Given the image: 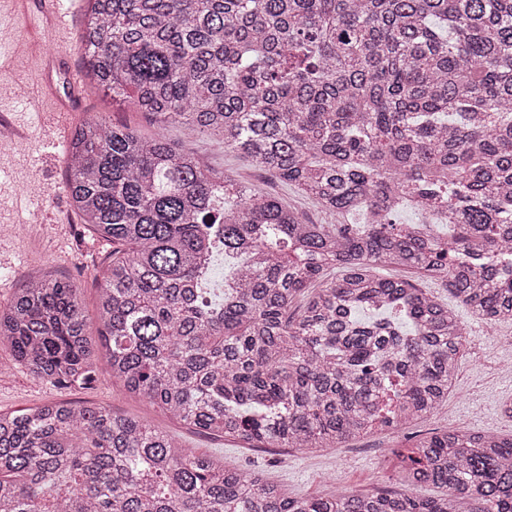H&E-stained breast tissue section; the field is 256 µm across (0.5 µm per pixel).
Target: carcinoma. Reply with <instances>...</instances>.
Returning <instances> with one entry per match:
<instances>
[{
	"mask_svg": "<svg viewBox=\"0 0 512 512\" xmlns=\"http://www.w3.org/2000/svg\"><path fill=\"white\" fill-rule=\"evenodd\" d=\"M88 76L163 126L190 124L336 215L206 169L159 135L93 120L67 148L83 223L112 242L98 342L77 288L34 278L0 341L34 376L127 392L186 427L266 448H334L448 400L465 328L423 274L512 322V0H88ZM412 197L448 213L395 224ZM243 259L216 303L214 256ZM401 488L292 496L95 405L0 413V512H512V434L444 429L393 450ZM434 485L438 497L412 488Z\"/></svg>",
	"mask_w": 512,
	"mask_h": 512,
	"instance_id": "cac0c4a2",
	"label": "carcinoma"
}]
</instances>
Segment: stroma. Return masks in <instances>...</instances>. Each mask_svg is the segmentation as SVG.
<instances>
[{"label":"stroma","mask_w":512,"mask_h":512,"mask_svg":"<svg viewBox=\"0 0 512 512\" xmlns=\"http://www.w3.org/2000/svg\"><path fill=\"white\" fill-rule=\"evenodd\" d=\"M50 27L46 20L24 27L13 5L0 8V122L32 135L30 141L0 153V305L9 303L26 278H62L78 289L89 326L97 324L101 273L112 254V244L82 224L72 207L65 189L66 159L43 133L46 122L66 137L91 118L131 126L145 137L162 134L193 149L213 173L275 194L310 223H357V216L351 213L336 216L323 212L298 189L271 180L250 160L224 150L197 129L160 126L148 114L113 101L102 90L87 84L71 85V71H83L84 60L74 41L60 45L50 41ZM21 40L32 51L63 57L61 69L51 73L52 92L43 97L38 111L26 104L31 69L10 53L11 44ZM419 285L432 288L463 323L466 350L447 402L433 416L399 431L376 428L338 447L310 452L251 446L187 429L158 406L128 394L113 380L103 357L94 360L96 375L91 386L59 387L17 365L3 342L0 413L19 414L49 401L105 405L147 421L175 437L184 448L221 458L228 467L261 471L265 479L292 495L393 490L397 483L390 470L391 451L407 447L410 436L448 426L512 433V413L504 409L505 404L512 403V323L477 321L445 288L431 286L426 279Z\"/></svg>","instance_id":"35a3bbf8"}]
</instances>
